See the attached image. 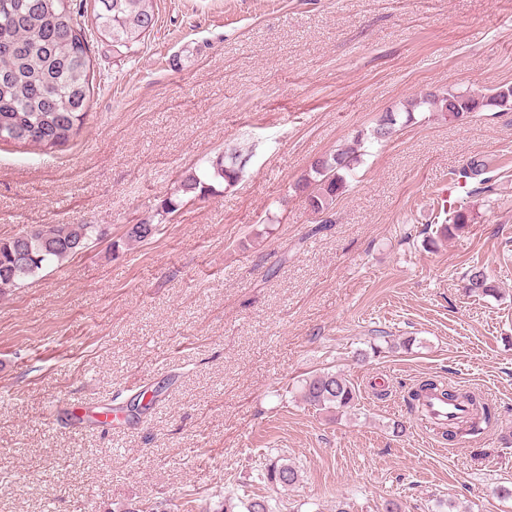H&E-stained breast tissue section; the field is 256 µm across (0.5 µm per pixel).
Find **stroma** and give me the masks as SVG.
I'll return each instance as SVG.
<instances>
[{
	"label": "stroma",
	"mask_w": 512,
	"mask_h": 512,
	"mask_svg": "<svg viewBox=\"0 0 512 512\" xmlns=\"http://www.w3.org/2000/svg\"><path fill=\"white\" fill-rule=\"evenodd\" d=\"M154 8L128 49L89 29L94 89L69 143L0 142V237L106 230L0 296V512H222L257 495L273 512H512L496 493L512 486V109H420L364 142L332 223L295 190L412 98L512 84V0ZM230 149L239 183L181 195ZM474 159L488 190L454 198L475 220L439 238L440 190ZM474 266L496 295L466 292ZM327 371L354 384L353 408L302 400ZM431 375L481 392L497 426L438 438L403 400ZM56 407L91 418L55 422ZM284 461L295 487L266 480ZM402 112H386L385 115L379 120L367 134V139L374 142L384 143L387 142L393 134L397 131V125Z\"/></svg>",
	"instance_id": "obj_1"
}]
</instances>
